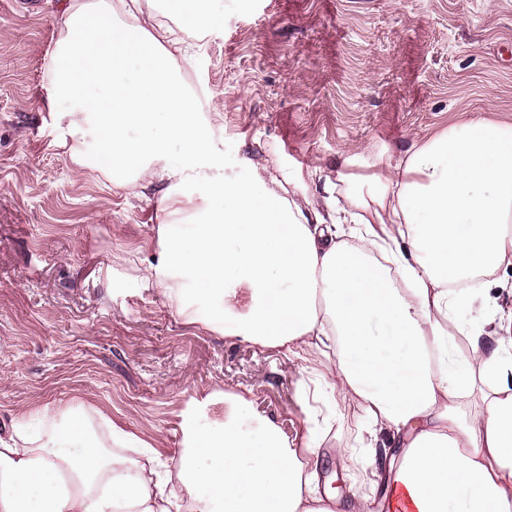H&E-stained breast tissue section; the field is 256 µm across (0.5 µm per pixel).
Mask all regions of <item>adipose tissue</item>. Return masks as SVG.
<instances>
[{
	"mask_svg": "<svg viewBox=\"0 0 512 512\" xmlns=\"http://www.w3.org/2000/svg\"><path fill=\"white\" fill-rule=\"evenodd\" d=\"M59 21L49 100L74 110L52 118L70 136L85 120L97 131L71 161L106 166L116 186L209 181L204 220L169 225L147 269L178 313L195 318L204 304L215 332L291 361L332 352L313 383L369 416L360 447L335 454L347 471L387 463L410 512H512V360L494 333H463L455 318L475 275L512 265V124L448 127L366 174L343 154L342 200L323 213L301 183L210 179L221 164L210 127L171 67V29L143 0H72ZM480 378L494 387L474 410L463 400ZM250 415L238 395L225 397L222 423L185 415L186 446L169 461L107 417L104 440L81 416L11 418L0 512H334L317 433L295 444L270 420L249 433Z\"/></svg>",
	"mask_w": 512,
	"mask_h": 512,
	"instance_id": "obj_1",
	"label": "adipose tissue"
}]
</instances>
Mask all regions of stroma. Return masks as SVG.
Wrapping results in <instances>:
<instances>
[{"label":"stroma","instance_id":"obj_1","mask_svg":"<svg viewBox=\"0 0 512 512\" xmlns=\"http://www.w3.org/2000/svg\"><path fill=\"white\" fill-rule=\"evenodd\" d=\"M148 7L192 46L174 67L208 96L220 178L302 173L322 208L342 153L365 172L449 126L512 123V0H203L209 22L193 31L165 0ZM59 13L60 0H0V424L45 408L106 416L168 460L197 400L209 401L200 423L216 424L238 394L249 432L268 418L298 443L317 414L320 480L348 501L363 475L340 476L334 450L367 425L357 401L311 406L299 363L186 322L146 276L160 225L192 220L207 183H181L172 207L166 184L114 187L57 147ZM511 309L512 266L476 276L460 319L482 328Z\"/></svg>","mask_w":512,"mask_h":512}]
</instances>
